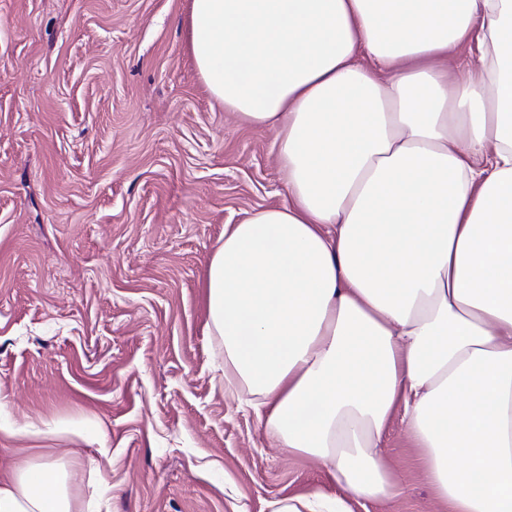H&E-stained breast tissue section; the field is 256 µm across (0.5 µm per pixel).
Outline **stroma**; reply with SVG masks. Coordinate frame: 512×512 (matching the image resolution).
<instances>
[{"label": "stroma", "mask_w": 512, "mask_h": 512, "mask_svg": "<svg viewBox=\"0 0 512 512\" xmlns=\"http://www.w3.org/2000/svg\"><path fill=\"white\" fill-rule=\"evenodd\" d=\"M190 0H0V470L98 460L100 512H276L322 468L224 389L205 281L228 224L282 204L275 133L225 112ZM353 512H448L401 422Z\"/></svg>", "instance_id": "obj_1"}]
</instances>
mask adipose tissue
Wrapping results in <instances>:
<instances>
[{"label":"adipose tissue","instance_id":"obj_1","mask_svg":"<svg viewBox=\"0 0 512 512\" xmlns=\"http://www.w3.org/2000/svg\"><path fill=\"white\" fill-rule=\"evenodd\" d=\"M189 23L212 98L276 132L287 200L225 225L206 288L225 391L338 489L281 512L395 497L397 417L448 512H512V0H191ZM81 467L1 474L0 512H99Z\"/></svg>","mask_w":512,"mask_h":512}]
</instances>
